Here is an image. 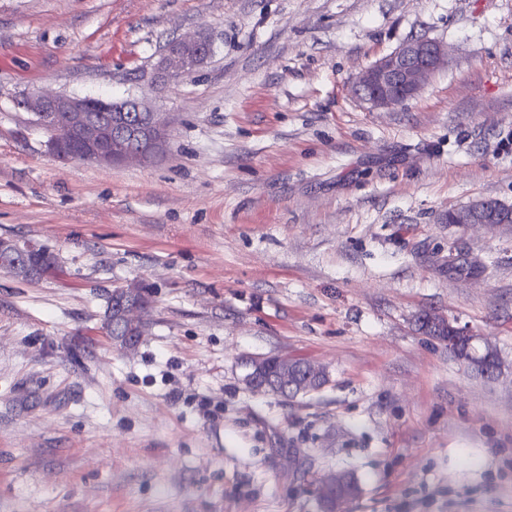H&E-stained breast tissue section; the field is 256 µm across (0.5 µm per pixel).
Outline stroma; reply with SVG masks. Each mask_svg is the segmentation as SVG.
I'll list each match as a JSON object with an SVG mask.
<instances>
[{"label": "stroma", "instance_id": "1", "mask_svg": "<svg viewBox=\"0 0 512 512\" xmlns=\"http://www.w3.org/2000/svg\"><path fill=\"white\" fill-rule=\"evenodd\" d=\"M212 54L171 91L166 42ZM426 37L448 62L390 109L358 74ZM34 89L170 113L144 164L63 162L18 106ZM512 0H0V237L57 257L0 269V512H512ZM148 284L135 350L107 301ZM442 313L494 347L467 372ZM326 368L250 390L246 361ZM488 208V205L485 201H476L470 205L450 210V216L447 214L446 220L449 221L450 224H482L484 226H497V224H511L510 219L505 217V214L511 211L512 216V207L505 206L502 208V214L497 215L495 212L492 214H488L485 209ZM343 485L344 478L340 473L322 479L318 496L322 502L323 511L328 508L334 512L342 511L344 503L348 500V493L344 490Z\"/></svg>", "mask_w": 512, "mask_h": 512}]
</instances>
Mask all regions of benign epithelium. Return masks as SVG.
<instances>
[{
  "mask_svg": "<svg viewBox=\"0 0 512 512\" xmlns=\"http://www.w3.org/2000/svg\"><path fill=\"white\" fill-rule=\"evenodd\" d=\"M211 53V43L204 35L169 42L154 64L155 85L166 88L179 83L184 75L197 71ZM446 58L445 46L436 40H409L363 70L353 93L374 108H392L414 98ZM18 105L41 118L50 131L46 141L48 151L64 161H92L100 165L129 159L147 162L166 150L170 115L154 110L136 97L96 101L33 91ZM487 208L486 202L480 200L454 209L450 211V223L484 226L509 223L505 214L512 212V207H503L500 215L486 212ZM38 252L39 246L32 242L0 238V266L16 275L27 279L41 276L40 266L35 263ZM428 327L445 336L456 360L466 367L473 366L472 348L476 347L477 337L437 313L429 314ZM265 365L264 358L250 360L245 375L248 388L270 390L258 377ZM318 496L323 508L342 512L348 500L342 474L323 478Z\"/></svg>",
  "mask_w": 512,
  "mask_h": 512,
  "instance_id": "1",
  "label": "benign epithelium"
}]
</instances>
